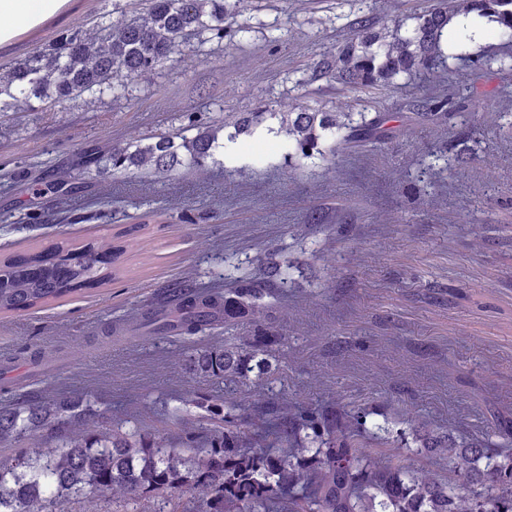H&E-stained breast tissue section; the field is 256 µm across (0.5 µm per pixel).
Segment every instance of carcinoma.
<instances>
[{
  "instance_id": "obj_1",
  "label": "carcinoma",
  "mask_w": 512,
  "mask_h": 512,
  "mask_svg": "<svg viewBox=\"0 0 512 512\" xmlns=\"http://www.w3.org/2000/svg\"><path fill=\"white\" fill-rule=\"evenodd\" d=\"M240 0H146L131 16L112 8V17L94 39L79 31L59 35L44 49L0 73L5 108L36 112L84 93L118 91L113 77L135 78L176 53L191 38L212 34L234 39ZM468 20L488 23L512 40V0H438L433 8L376 28L365 18L352 23V35L321 55L304 83L334 81L348 88L386 86L404 75L427 72L434 84L413 101L416 115L446 116L451 85L442 77L448 59V29ZM388 117L325 112L303 103L278 112L273 103L242 112L233 121L207 126L194 136L159 135L134 151L96 148L85 168L131 166L157 172L177 165L201 167L224 152V142L241 136L274 135L288 142L299 159L351 144L389 136ZM138 241L101 238L80 247L56 243L0 261V314L28 311L71 294L98 289L120 273L127 252ZM172 307L133 314L127 324L157 335H194L210 326L251 320L264 312L267 292L259 284L198 291L175 289ZM283 336L261 325L236 343L194 349L188 369L194 375L232 379L258 370L268 373L271 348ZM209 413L213 428L177 448L165 433L150 435L103 427L83 428L86 409L60 398L22 409L0 407V442L12 443L48 422L61 425L60 445L50 451L0 459V512H53L52 505L111 491L123 494L132 512H512V451L464 442L412 424L418 454L436 456L448 466V479L433 470H405L384 451L394 441L386 427L372 430L361 416L334 408L288 409L267 400L253 403L256 426L236 431L221 426L223 404L181 398Z\"/></svg>"
}]
</instances>
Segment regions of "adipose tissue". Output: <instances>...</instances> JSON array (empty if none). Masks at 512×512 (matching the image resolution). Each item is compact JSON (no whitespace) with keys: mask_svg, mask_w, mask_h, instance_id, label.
Listing matches in <instances>:
<instances>
[{"mask_svg":"<svg viewBox=\"0 0 512 512\" xmlns=\"http://www.w3.org/2000/svg\"><path fill=\"white\" fill-rule=\"evenodd\" d=\"M76 4L77 0H0V51L29 33L67 18Z\"/></svg>","mask_w":512,"mask_h":512,"instance_id":"ef3b65f1","label":"adipose tissue"}]
</instances>
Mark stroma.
Listing matches in <instances>:
<instances>
[{"mask_svg":"<svg viewBox=\"0 0 512 512\" xmlns=\"http://www.w3.org/2000/svg\"><path fill=\"white\" fill-rule=\"evenodd\" d=\"M78 0L65 24H49L0 54V72L64 29L99 34L113 2ZM433 0H243L236 42L193 41L154 70L125 80L118 96L81 97L44 112L0 115V257L68 240L123 232L144 240L121 278L62 302L0 314V404L28 405L67 392L90 406L85 427L105 421L163 429L180 394L220 403L236 429L257 398L316 409L328 402L389 423L395 464L440 469L413 450L412 422L461 440L512 448V42L491 25L449 31L461 56L447 73L482 59L471 86L454 90L444 121L410 105L424 75L390 88L300 86L309 63L335 50L351 20L408 19ZM328 112H384L392 133L297 160L274 137H240L223 159L164 175L134 167L84 171V151L135 148L232 121L265 102ZM77 187L63 210L53 184ZM41 194H33L32 184ZM200 290L255 282L285 289L262 323L283 330L271 371L231 381L194 377L192 344L252 333L244 320L192 336L114 338L128 314L170 303L181 281ZM54 351L34 373L29 355Z\"/></svg>","mask_w":512,"mask_h":512,"instance_id":"stroma-1","label":"stroma"}]
</instances>
